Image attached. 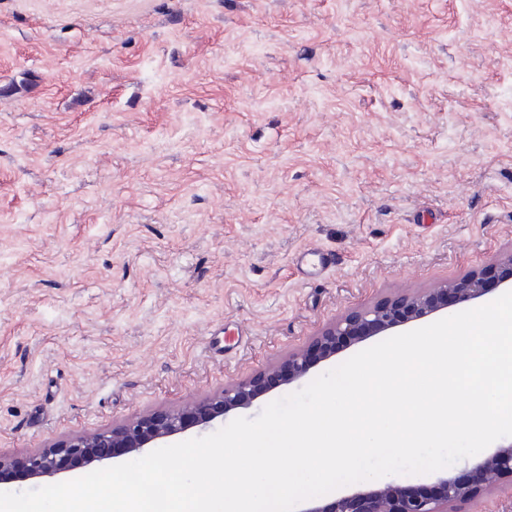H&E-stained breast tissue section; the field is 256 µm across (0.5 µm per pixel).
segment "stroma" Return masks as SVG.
<instances>
[{
	"label": "stroma",
	"instance_id": "35a3bbf8",
	"mask_svg": "<svg viewBox=\"0 0 512 512\" xmlns=\"http://www.w3.org/2000/svg\"><path fill=\"white\" fill-rule=\"evenodd\" d=\"M510 248L512 0H0L2 457Z\"/></svg>",
	"mask_w": 512,
	"mask_h": 512
}]
</instances>
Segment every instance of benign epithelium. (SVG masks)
<instances>
[{"instance_id": "1", "label": "benign epithelium", "mask_w": 512, "mask_h": 512, "mask_svg": "<svg viewBox=\"0 0 512 512\" xmlns=\"http://www.w3.org/2000/svg\"><path fill=\"white\" fill-rule=\"evenodd\" d=\"M500 287L512 288V250L490 263L431 288L395 295L344 314L325 325L307 348L292 352L267 369L284 384L306 377L314 364L336 354V346L391 331L452 306L472 303ZM264 374L224 384L220 392L182 408L139 416L110 430L75 436L39 448L22 458L0 457V482L15 478H52L74 461L85 467L123 453L140 451L149 444L193 427H206L218 418L251 403ZM512 479V443L502 445L459 476L438 479L435 492L413 495L398 486L363 490L319 506L309 502L301 512H455V506L491 488L490 478Z\"/></svg>"}]
</instances>
